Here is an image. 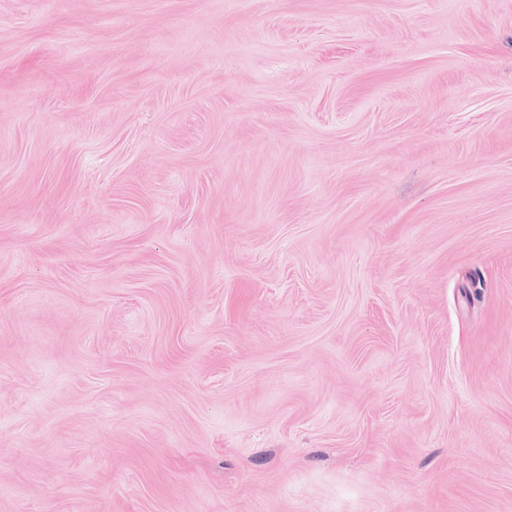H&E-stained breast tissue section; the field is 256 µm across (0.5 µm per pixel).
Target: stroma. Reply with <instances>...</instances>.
<instances>
[{"instance_id":"35a3bbf8","label":"stroma","mask_w":512,"mask_h":512,"mask_svg":"<svg viewBox=\"0 0 512 512\" xmlns=\"http://www.w3.org/2000/svg\"><path fill=\"white\" fill-rule=\"evenodd\" d=\"M0 512H512V0H0Z\"/></svg>"}]
</instances>
